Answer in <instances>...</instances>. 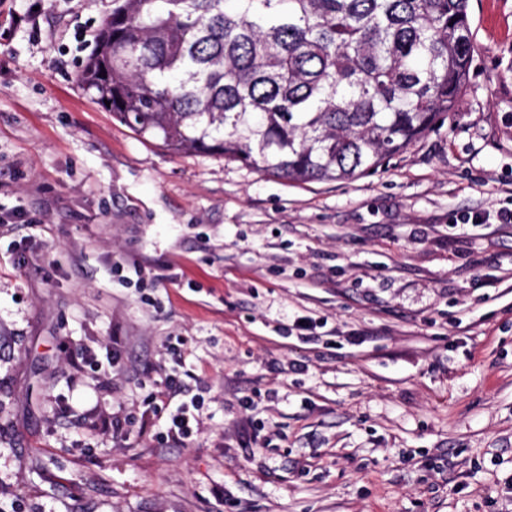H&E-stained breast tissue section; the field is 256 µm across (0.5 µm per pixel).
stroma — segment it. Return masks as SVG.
Segmentation results:
<instances>
[{
	"instance_id": "1",
	"label": "stroma",
	"mask_w": 512,
	"mask_h": 512,
	"mask_svg": "<svg viewBox=\"0 0 512 512\" xmlns=\"http://www.w3.org/2000/svg\"><path fill=\"white\" fill-rule=\"evenodd\" d=\"M111 11L0 0V512H512V224L463 221L512 208V0H469L455 113L307 183L113 118L77 84ZM174 336L178 448L137 423ZM202 404L195 398L184 401L168 413L166 442L184 446L200 430Z\"/></svg>"
}]
</instances>
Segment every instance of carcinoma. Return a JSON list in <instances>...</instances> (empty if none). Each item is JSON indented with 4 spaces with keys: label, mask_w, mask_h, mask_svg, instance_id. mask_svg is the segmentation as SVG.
<instances>
[{
    "label": "carcinoma",
    "mask_w": 512,
    "mask_h": 512,
    "mask_svg": "<svg viewBox=\"0 0 512 512\" xmlns=\"http://www.w3.org/2000/svg\"><path fill=\"white\" fill-rule=\"evenodd\" d=\"M472 55L468 0H112L78 80L176 155L349 180L458 108Z\"/></svg>",
    "instance_id": "cac0c4a2"
}]
</instances>
